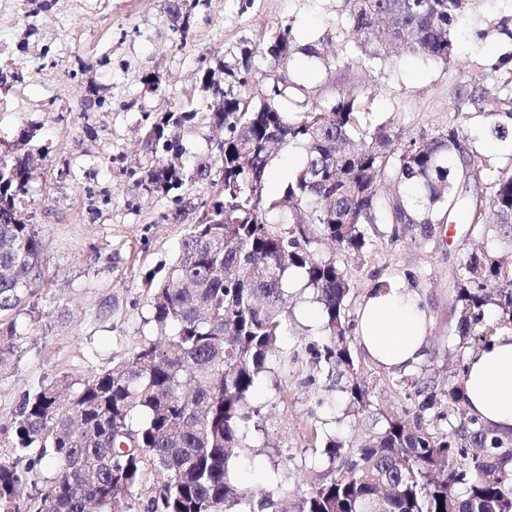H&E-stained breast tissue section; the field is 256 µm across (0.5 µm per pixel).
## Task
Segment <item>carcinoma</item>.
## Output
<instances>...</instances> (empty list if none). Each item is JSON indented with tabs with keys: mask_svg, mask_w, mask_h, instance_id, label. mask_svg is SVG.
Listing matches in <instances>:
<instances>
[{
	"mask_svg": "<svg viewBox=\"0 0 512 512\" xmlns=\"http://www.w3.org/2000/svg\"><path fill=\"white\" fill-rule=\"evenodd\" d=\"M338 35L364 62L400 54L453 60L459 22L471 0H346ZM259 53L279 71L294 55L320 58L327 47L298 46L287 29L262 40ZM251 53L224 67L222 101L206 117L224 129L216 145L222 192L200 202L178 255L152 292L146 323L156 335L109 369H91L80 390L62 399L59 379L38 386L19 404L10 452L0 462V512H114L148 486L147 512H512V432H498L469 412L468 353L512 332V167L479 151L463 125L405 143L387 127L360 122L354 99H307L286 107L296 83L248 92ZM273 94L268 104L267 94ZM458 96L486 115L484 137L512 147V92L489 99L481 83L464 82ZM199 108H169L152 124L156 163L139 186L183 194L213 179L207 158H193L173 130L196 122ZM302 150L279 197L266 203L278 148ZM36 153L0 152V370L16 349L9 316L38 297L41 245L20 198L27 194ZM278 210L282 217L268 220ZM396 240L413 231L423 243L439 225L460 224L462 258L448 275L456 319L448 336L446 384L423 375L399 412L376 407L358 379L352 344L351 278L337 255L360 254L379 220ZM297 270L321 326L306 346L325 391L336 392L344 415L364 419L357 443L314 427L320 471L298 498L279 483L258 502L240 490L233 468L250 441L266 435L267 416L252 402L270 372L281 336L294 320L286 306L288 276ZM496 320L489 322L490 313ZM51 476L41 480L43 472Z\"/></svg>",
	"mask_w": 512,
	"mask_h": 512,
	"instance_id": "1",
	"label": "carcinoma"
}]
</instances>
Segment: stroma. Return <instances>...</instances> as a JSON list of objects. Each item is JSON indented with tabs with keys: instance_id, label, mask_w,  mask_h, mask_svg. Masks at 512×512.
I'll return each mask as SVG.
<instances>
[{
	"instance_id": "35a3bbf8",
	"label": "stroma",
	"mask_w": 512,
	"mask_h": 512,
	"mask_svg": "<svg viewBox=\"0 0 512 512\" xmlns=\"http://www.w3.org/2000/svg\"><path fill=\"white\" fill-rule=\"evenodd\" d=\"M171 2L0 0V152L47 150L34 161L25 207L42 242L49 288L37 309L25 304L13 315L22 350L0 372V448L13 440L26 392L57 376L76 382L88 368H111L141 343L151 302L145 275L175 258L199 216L196 203L219 193L207 183L193 187L187 196L194 206L175 224L167 219L172 198L138 190L154 163L146 148L151 122L167 106L217 102L225 64L245 48L253 52L252 87L264 88L277 70L256 48L270 32L286 28L300 43L329 41L326 59L294 58L291 75L304 96L355 99L363 125H386L405 140L460 122L473 134L485 119L461 105L457 88L471 79L496 86L493 62L512 55V42L475 35L512 13V0H479L459 29L451 62L404 55L372 65L360 63L336 38L345 0H183L191 22L185 38L172 28ZM206 69L212 73L207 84L201 81ZM93 91L103 105L90 110ZM460 256L455 228H448L443 243L423 245L409 234L391 239L389 225L379 224L371 246L348 258L350 308L359 312L380 283L402 282L423 293L430 338L423 364L442 373L448 324L455 318L448 268ZM310 305L309 296L297 300L272 371L253 395L270 418V445L281 450L277 470L235 468L237 485L256 497L275 477L293 497L315 479L318 465L308 449L314 420L337 423L355 441L365 432L358 419L341 418L337 395L306 382L312 367L303 313ZM353 352L375 403L400 410L404 389L392 373L361 345ZM322 395L327 401L321 406Z\"/></svg>"
}]
</instances>
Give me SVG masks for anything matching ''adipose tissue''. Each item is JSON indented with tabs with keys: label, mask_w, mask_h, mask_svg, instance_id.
Returning <instances> with one entry per match:
<instances>
[{
	"label": "adipose tissue",
	"mask_w": 512,
	"mask_h": 512,
	"mask_svg": "<svg viewBox=\"0 0 512 512\" xmlns=\"http://www.w3.org/2000/svg\"><path fill=\"white\" fill-rule=\"evenodd\" d=\"M428 316L421 294L397 285L370 296L360 314L358 339L379 364L416 368L428 349ZM466 381L471 413L503 431L512 430V332L468 356Z\"/></svg>",
	"instance_id": "1"
}]
</instances>
